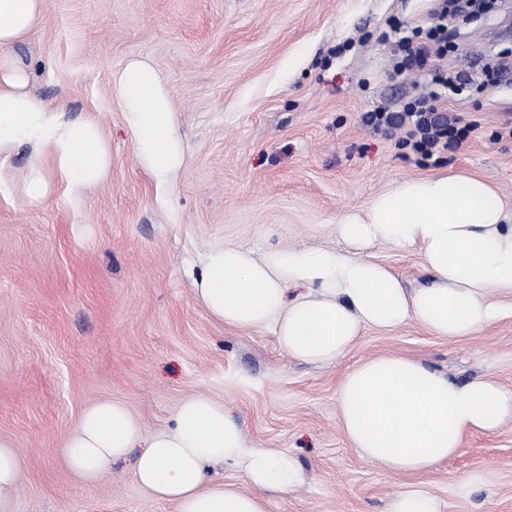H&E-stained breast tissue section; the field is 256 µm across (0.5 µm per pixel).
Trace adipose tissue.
<instances>
[{"label":"adipose tissue","instance_id":"ef3b65f1","mask_svg":"<svg viewBox=\"0 0 512 512\" xmlns=\"http://www.w3.org/2000/svg\"><path fill=\"white\" fill-rule=\"evenodd\" d=\"M41 8L42 0H0V162L29 149L32 161L17 190L32 207L60 189L82 196L112 164L99 124L68 119L62 107L36 98L28 72L8 52ZM111 90L139 166L157 188H171L184 144L167 87L148 60L134 59L113 75ZM336 234L345 250L270 249L257 256L209 248L192 277L194 294L225 325L271 330L290 357L312 365L336 362L369 329L392 332L413 323L461 339L512 314V215L488 178L451 171L403 180L363 210L340 216ZM377 244L419 253L428 284L406 288L389 266L370 258ZM336 401L352 446L411 477L454 457L465 436L492 434L512 421V390L494 378L459 382L399 355L355 365ZM65 448L68 467L87 481L135 454L140 488L177 512H267L271 495L304 479L295 457L250 447L242 424L203 394L186 398L172 424L148 437L124 404H95ZM218 464L241 473L246 488L210 481Z\"/></svg>","mask_w":512,"mask_h":512}]
</instances>
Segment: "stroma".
Returning a JSON list of instances; mask_svg holds the SVG:
<instances>
[{
    "label": "stroma",
    "instance_id": "1",
    "mask_svg": "<svg viewBox=\"0 0 512 512\" xmlns=\"http://www.w3.org/2000/svg\"><path fill=\"white\" fill-rule=\"evenodd\" d=\"M432 0H42L13 45L30 89L102 128L106 181L79 202L37 207L0 197V437L22 470L11 512H176L147 496L131 460L86 482L64 461L68 433L101 400L126 404L144 432L197 393L223 401L259 448L291 453L307 480L268 512H387L403 475L362 458L345 438L336 392L359 362L401 354L460 381L490 375L512 389V317L448 339L409 324L370 329L340 360L308 365L271 331L214 319L189 272L219 244L261 253L337 242L334 225L398 182L455 171L488 177L512 211V73L437 107L473 123L468 138L422 161L401 130L365 122L429 84L430 67L395 72L382 35L423 24ZM505 10L457 18L446 63L476 73L512 54ZM148 59L168 87L185 144L176 184L159 192L136 162L111 76ZM371 256L407 287L428 280L419 255L387 245ZM493 473L462 498L469 471ZM442 512H512V423L468 435L457 456L418 476Z\"/></svg>",
    "mask_w": 512,
    "mask_h": 512
}]
</instances>
